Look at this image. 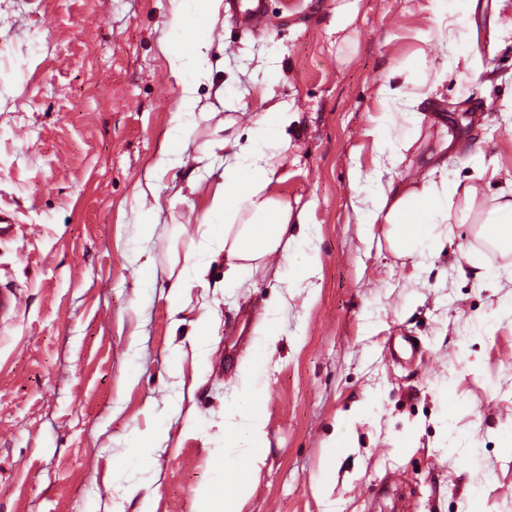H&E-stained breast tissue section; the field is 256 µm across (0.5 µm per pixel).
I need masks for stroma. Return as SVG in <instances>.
I'll return each instance as SVG.
<instances>
[{
  "label": "stroma",
  "mask_w": 512,
  "mask_h": 512,
  "mask_svg": "<svg viewBox=\"0 0 512 512\" xmlns=\"http://www.w3.org/2000/svg\"><path fill=\"white\" fill-rule=\"evenodd\" d=\"M347 2L265 0L253 32L219 9L207 58L176 71L161 44L179 0H0V211L16 226L0 279L21 297L0 321V512H195L201 487L224 486L217 461L249 454L225 448L224 416L243 408L238 367L266 319L271 448L245 512H512V251L486 253L482 232L499 180L421 258L352 208L448 136L449 182L512 172V0H357L342 36ZM441 65L422 115L392 114L409 147L382 163L380 84ZM274 100L296 115L274 187L308 210L288 232L318 264L299 284L283 258L280 279L228 288L219 255L173 312L178 272L205 252L224 118ZM148 178L161 212L146 240ZM475 254L493 280L461 274ZM339 432L350 446L328 473Z\"/></svg>",
  "instance_id": "1"
}]
</instances>
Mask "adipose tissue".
I'll use <instances>...</instances> for the list:
<instances>
[{"label":"adipose tissue","mask_w":512,"mask_h":512,"mask_svg":"<svg viewBox=\"0 0 512 512\" xmlns=\"http://www.w3.org/2000/svg\"><path fill=\"white\" fill-rule=\"evenodd\" d=\"M186 9L173 15V26L182 37L167 46L173 67L187 58L202 59L212 47L210 20L221 0H190ZM292 115L281 106L251 116V137L237 131L238 120H224V174L212 200L211 209L221 212V220L210 226L211 253L224 255L225 287H242L259 270H270L275 258L287 256L295 243L289 236L292 224L308 223L306 210H292L274 190V174L281 151L288 144L287 129ZM479 187L473 183L449 184L442 161L428 158L413 184L377 182L368 205L357 208L362 224H383L396 252L424 255L440 238L438 227L447 223L454 202L473 209ZM278 340L275 325L261 332L259 353L239 371V384L248 397L244 411L224 417V432L232 441H243L251 453L237 468L225 471L234 490L217 497L210 488L198 494L196 512H243L252 497L256 481L266 464L270 445L267 418L261 400L254 395V381L271 358Z\"/></svg>","instance_id":"1"}]
</instances>
